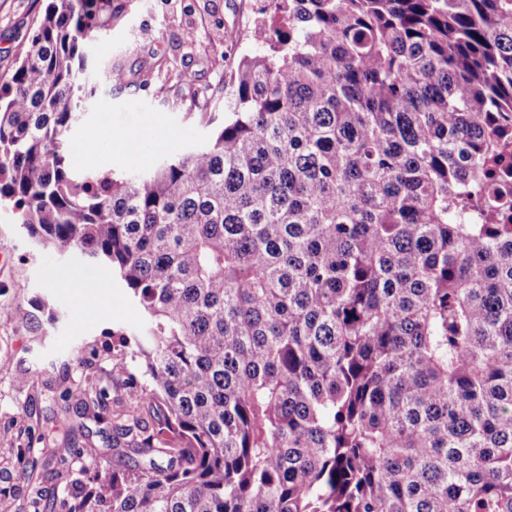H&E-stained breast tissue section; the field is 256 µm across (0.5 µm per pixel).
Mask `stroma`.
Returning <instances> with one entry per match:
<instances>
[{
    "label": "stroma",
    "instance_id": "35a3bbf8",
    "mask_svg": "<svg viewBox=\"0 0 512 512\" xmlns=\"http://www.w3.org/2000/svg\"><path fill=\"white\" fill-rule=\"evenodd\" d=\"M255 0H124L112 25L90 43L87 58L100 67L121 63L139 75L137 85L113 90L91 107L80 125L79 140H91L100 152L72 159L75 173L125 165L134 169L180 153L203 129L192 103L224 80L229 68L254 51L246 31ZM45 0H0V76L13 72L14 49L33 35ZM193 39H186V32ZM161 118L171 137L144 139L130 153L116 129ZM0 512L20 506L43 491L63 496L78 470L59 464L60 450L74 421H82V442L95 448L112 445V427L92 413L75 418L61 399L60 379L73 396L97 386L112 368L120 334L135 329L140 309L103 267L66 262L36 249L10 207H0ZM96 278L95 297L80 298L75 274ZM27 307L35 320L16 317Z\"/></svg>",
    "mask_w": 512,
    "mask_h": 512
}]
</instances>
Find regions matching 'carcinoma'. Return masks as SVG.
I'll return each instance as SVG.
<instances>
[{"instance_id":"carcinoma-1","label":"carcinoma","mask_w":512,"mask_h":512,"mask_svg":"<svg viewBox=\"0 0 512 512\" xmlns=\"http://www.w3.org/2000/svg\"><path fill=\"white\" fill-rule=\"evenodd\" d=\"M120 9L48 0L0 78V204L144 314L58 512H512V0H275L207 135L76 176ZM80 421L84 427L82 436H78L80 445L85 442L88 447L92 446L93 448L112 447V426L109 423H101L95 419L92 408L86 411Z\"/></svg>"}]
</instances>
